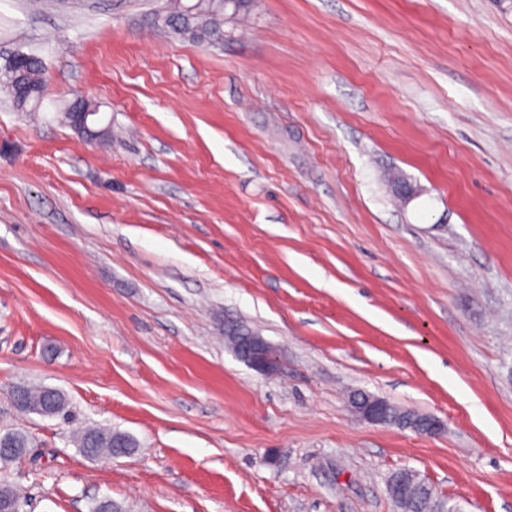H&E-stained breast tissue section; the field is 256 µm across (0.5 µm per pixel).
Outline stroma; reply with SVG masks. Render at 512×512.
<instances>
[{
    "mask_svg": "<svg viewBox=\"0 0 512 512\" xmlns=\"http://www.w3.org/2000/svg\"><path fill=\"white\" fill-rule=\"evenodd\" d=\"M166 5L0 0V70L46 78L34 110L0 91V430L31 442L0 483L21 512H398L409 468L512 512V0H253L218 47ZM85 425L137 448L87 457ZM234 354L248 366L264 373L274 371L278 363L275 348L258 334L247 338ZM363 394L367 396L363 401L357 403L355 407L350 406L355 413L364 419L375 424L388 425L390 424V421L386 416L387 411L388 417L396 419L398 422L402 423L405 428L422 432V430L418 428L422 427L425 420L423 415L414 411H400L396 407L387 403H385V409V406L377 397L365 393Z\"/></svg>",
    "mask_w": 512,
    "mask_h": 512,
    "instance_id": "1",
    "label": "stroma"
}]
</instances>
